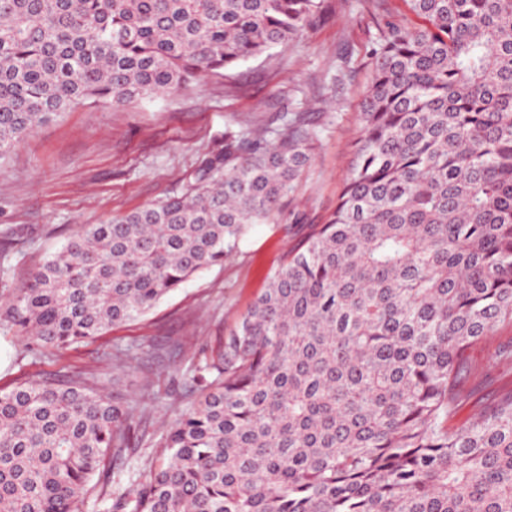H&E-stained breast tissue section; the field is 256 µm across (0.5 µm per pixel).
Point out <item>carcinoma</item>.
<instances>
[{
	"label": "carcinoma",
	"mask_w": 512,
	"mask_h": 512,
	"mask_svg": "<svg viewBox=\"0 0 512 512\" xmlns=\"http://www.w3.org/2000/svg\"><path fill=\"white\" fill-rule=\"evenodd\" d=\"M370 13L362 134L336 208L274 271L162 460L113 512H512V389L448 428L467 350L512 324V0ZM325 0H0V157L88 102L151 99L296 39ZM287 121L230 135L180 196L72 236L7 318L65 348L238 254L312 162ZM134 352L118 349L122 372ZM136 402L77 379L0 393V512H82Z\"/></svg>",
	"instance_id": "carcinoma-1"
}]
</instances>
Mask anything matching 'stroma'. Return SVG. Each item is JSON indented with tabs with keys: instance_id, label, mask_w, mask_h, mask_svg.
I'll use <instances>...</instances> for the list:
<instances>
[{
	"instance_id": "stroma-1",
	"label": "stroma",
	"mask_w": 512,
	"mask_h": 512,
	"mask_svg": "<svg viewBox=\"0 0 512 512\" xmlns=\"http://www.w3.org/2000/svg\"><path fill=\"white\" fill-rule=\"evenodd\" d=\"M331 12L285 46L149 101L88 103L37 127L0 158V309L68 237L88 224L182 193L224 136L249 127L277 129L303 115L316 135L296 199L268 223L249 229L233 259L200 271L135 320L69 348L27 344L0 325V390L36 376L82 371L98 392L140 403L130 424L141 441L112 466L111 496L91 492L84 512H112L159 463L162 426L195 396L200 364L215 356L289 250L336 207L360 135L359 110L374 29L364 0H330ZM118 347L136 367L112 379ZM471 375L449 419L471 421L512 387V326L469 351Z\"/></svg>"
}]
</instances>
